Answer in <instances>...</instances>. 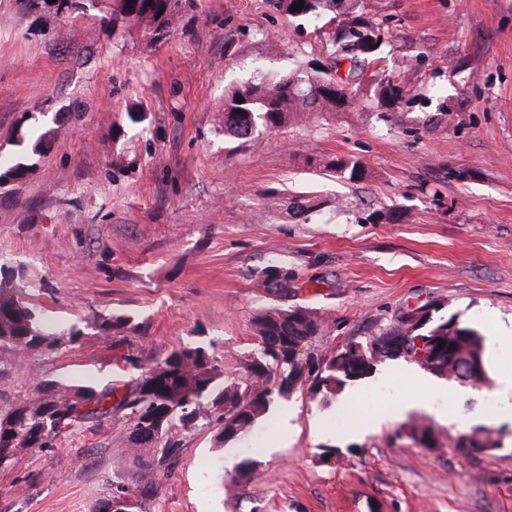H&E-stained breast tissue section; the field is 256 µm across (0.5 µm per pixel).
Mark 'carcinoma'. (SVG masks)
<instances>
[{
    "label": "carcinoma",
    "instance_id": "cac0c4a2",
    "mask_svg": "<svg viewBox=\"0 0 512 512\" xmlns=\"http://www.w3.org/2000/svg\"><path fill=\"white\" fill-rule=\"evenodd\" d=\"M304 2L300 11L293 5ZM183 0H90L92 10L112 24L124 23L144 30L152 41L171 36L179 21ZM288 16L314 20L322 14L340 19L329 36L333 65L320 70L312 59L302 68L267 78L260 69L253 76L233 83L224 93V137L245 139L259 130L279 131L313 112H338L352 105L351 93L339 86L332 74L339 60H350L353 80H361L359 54L336 53L361 41L363 35L378 36L384 44L381 22L361 9V0H276ZM378 104L390 106L401 97L400 87L390 79L373 84ZM8 166H0V184L17 182L33 169L30 155H39L45 144L40 136L32 153L22 149ZM341 180L356 181L365 174L362 162L340 158L325 164ZM294 276L288 269L270 265L263 285L286 297ZM35 285L24 274L0 264V348L23 350L30 355L54 352L81 337L75 327L62 332L47 330L43 313L30 305ZM328 323L318 312L275 308L255 317L257 352L243 361V374L228 380L224 365L202 346H181L156 366L135 378L124 394L118 390L98 392L82 386L71 396L61 395L44 384L29 397L0 412V461L15 455L16 441L23 437L32 448H54L62 434L87 420L115 416L123 421L132 448L129 459L136 478L115 486V493L138 500L152 487L155 458L170 455L175 442L169 433L175 424L192 428L201 421L222 424L219 439L239 440L265 420L278 398H286L297 385L308 386L311 397H336L343 387L370 376L385 360H408L418 351L426 353L417 364L448 382L471 390L490 389L485 336L456 318L416 319L400 314L388 330L365 342H352L331 353L311 351L312 340ZM443 349H438L439 345ZM466 456L502 448L499 432L486 427L461 436L457 443Z\"/></svg>",
    "mask_w": 512,
    "mask_h": 512
}]
</instances>
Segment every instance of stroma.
<instances>
[{
  "mask_svg": "<svg viewBox=\"0 0 512 512\" xmlns=\"http://www.w3.org/2000/svg\"><path fill=\"white\" fill-rule=\"evenodd\" d=\"M387 41L366 64L351 108L276 133L224 136V89L255 67L277 75L327 60L328 19L298 24L273 0H193L161 42L96 18L23 13L0 0V162L15 140L48 143L24 180L0 188V261L42 288L33 302L81 340L29 358L0 351V410L39 381L60 392L123 387L183 345H202L235 373L256 348L252 320L271 308L327 318L324 354L379 335L430 304L486 338L496 399L427 394L435 376L387 360L324 402L296 391L249 436L217 448L213 425L173 427L138 512H512V0H365ZM403 96L377 107L372 83ZM452 119H437L442 109ZM361 161L367 178L324 170ZM298 196L323 200L307 220ZM272 264L295 286L262 284ZM130 318L103 333L101 318ZM376 421L362 437L341 417ZM431 426L426 447L413 424ZM502 447L465 457L474 427ZM128 446L114 418L84 422L56 448L20 450L0 471V512H98ZM325 448L341 449L330 463ZM253 460L249 480L231 483Z\"/></svg>",
  "mask_w": 512,
  "mask_h": 512,
  "instance_id": "obj_1",
  "label": "stroma"
}]
</instances>
